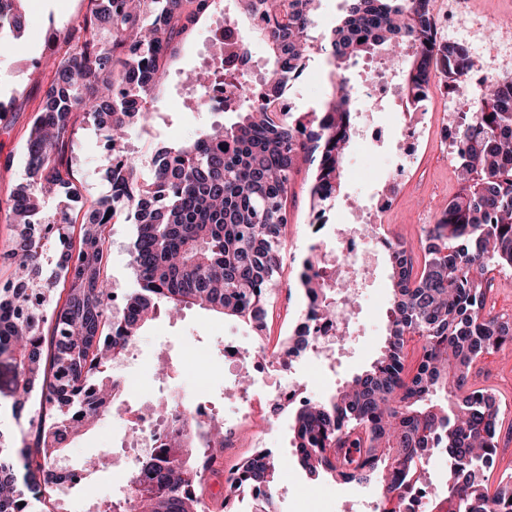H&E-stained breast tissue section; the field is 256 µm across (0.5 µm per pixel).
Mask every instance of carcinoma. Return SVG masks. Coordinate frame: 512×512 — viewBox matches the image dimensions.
Here are the masks:
<instances>
[{
	"label": "carcinoma",
	"instance_id": "1",
	"mask_svg": "<svg viewBox=\"0 0 512 512\" xmlns=\"http://www.w3.org/2000/svg\"><path fill=\"white\" fill-rule=\"evenodd\" d=\"M21 2L0 0V54L20 29ZM89 2L54 36L61 58L26 138L27 178L6 202L13 245L0 265L21 275L0 286V362L14 369V418L41 401L48 417L27 420L30 441L20 446L0 431V512H32L31 490L59 483L66 442L112 405V362L160 312L196 305L258 336L266 330L291 221L288 194L302 163L317 159L313 212L324 215L342 195L359 117L344 74L351 63L387 52L407 112L428 98L433 78L479 71L467 46L436 42L432 0H342L327 34L322 0H236L270 53L264 93L225 105L237 115L231 125L165 148L141 183L128 137L156 123L153 94L177 44L216 0ZM210 41L226 64L251 52L250 38L229 21ZM316 53L331 67L329 100L308 112L282 110V89ZM204 74L192 85V112L210 111V91L224 85ZM481 86L472 107L448 121L462 186L424 230L421 266L401 241L388 242L391 298L378 357L329 398L295 407L292 456L264 450L240 466L241 483L262 490L264 503L276 494L277 472L294 463L316 479L373 485L379 512H400L423 483L424 460L440 452L450 461L448 482L427 512L444 502L448 512H512V480L491 478L500 402L475 383L482 359L512 346V316L487 308L490 274L512 269V81L489 74ZM79 112L105 142L111 188L85 212L76 241L69 208L46 218L40 199L49 189L69 201L80 195L65 158ZM119 215L135 225L134 287L121 294L105 274V230ZM48 250L55 268L46 277ZM312 250L299 275L303 320H329L353 300L356 281H319ZM223 454V424L177 429L132 461L126 495L98 512H198L202 469L221 475Z\"/></svg>",
	"mask_w": 512,
	"mask_h": 512
}]
</instances>
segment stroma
<instances>
[{
  "instance_id": "stroma-1",
  "label": "stroma",
  "mask_w": 512,
  "mask_h": 512,
  "mask_svg": "<svg viewBox=\"0 0 512 512\" xmlns=\"http://www.w3.org/2000/svg\"><path fill=\"white\" fill-rule=\"evenodd\" d=\"M446 11L448 24L445 39L466 44L474 57L493 63V74L500 80H512V0H439ZM89 0H24V27L12 38L10 49L0 55V102L7 104L0 113V163L12 159L11 174L0 176V249L11 234V226L3 206L16 185L25 178L23 145L38 107L49 85L54 62L59 56L51 33L86 12ZM230 19L241 31L250 24L239 15L232 0L224 12L205 14L180 43L168 72L157 89L153 109L158 113V133L151 149L194 139L215 124H231L230 112H192L187 108L190 93L181 81L182 71L215 66L210 52V31L216 23ZM329 68L324 57H315L304 77L292 87V100L298 109L307 110L323 101L329 90ZM480 95V83L465 80L447 85L432 84L425 114L420 122L429 140L425 167L421 176L402 184L399 203L386 219L390 236L399 238L415 259H422V225L432 223L435 213L454 196L460 184L458 162L454 155L439 156L438 130L450 114L465 112ZM399 100L386 99L373 104L362 102V133L348 153L345 192L368 205L381 190L388 173L402 162L404 115ZM74 177L81 189L80 204L66 206L64 198H45L42 209L54 213L69 208L74 219H82L85 211L109 188L105 149L91 121L79 120L72 152ZM292 222L288 226V249L291 261L278 275V292L272 320L269 322L268 344H275L286 326L295 324L305 307L298 288L297 275L302 260L308 255L311 241L305 227L309 217V179L297 176L293 195L288 201ZM109 248L106 275L114 288H131L133 273L128 250L133 240L132 225L124 221L109 224L106 230ZM369 270L359 288L352 316L350 336L336 358L326 364L301 363L292 376L300 395L330 397L347 378L360 372L377 357L383 343V326L389 306L387 255L376 250L368 255ZM254 332L243 322L211 314L196 308H184L176 319L163 316L148 323L135 345V359L129 368L131 383L152 377L158 348H165L174 367L166 382L169 389L193 396L190 379L179 364L193 347H210L215 356L208 366L212 388L206 398L218 412L229 409L224 398L225 385L234 382L239 365L226 359L225 342L250 347ZM478 386L491 389L500 400L503 422L496 460V472H512V353L489 357L480 365L475 377ZM119 424L111 418L98 420L87 432L71 441L65 457L74 469L84 470L89 458L111 449L112 439L120 434ZM128 462H113L110 469L86 473L72 491H57L54 505L34 503L33 512H96L98 505L112 496L115 488L125 484ZM278 512H345L344 504L355 497L357 488L330 480L310 479L297 466L280 470L276 476Z\"/></svg>"
}]
</instances>
